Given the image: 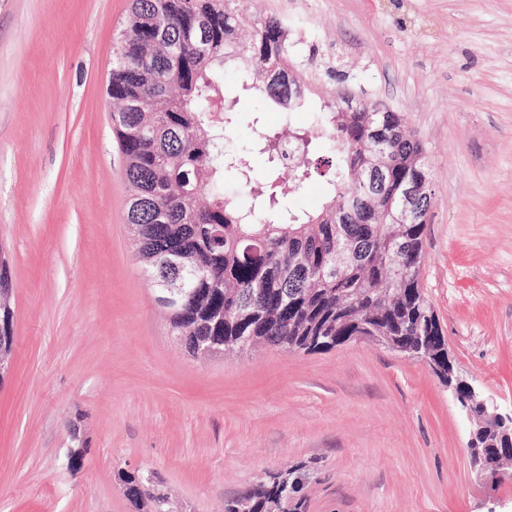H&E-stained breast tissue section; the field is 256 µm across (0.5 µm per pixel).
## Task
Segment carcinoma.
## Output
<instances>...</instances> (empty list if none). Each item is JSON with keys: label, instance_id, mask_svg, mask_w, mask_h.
<instances>
[{"label": "carcinoma", "instance_id": "obj_1", "mask_svg": "<svg viewBox=\"0 0 512 512\" xmlns=\"http://www.w3.org/2000/svg\"><path fill=\"white\" fill-rule=\"evenodd\" d=\"M240 60L253 74L248 90L268 107L311 109L300 81L288 78V36L274 16L239 13L229 0H132L121 31L108 93L117 106L113 120L126 157L127 221L139 228L136 255L149 269L160 265L161 246L183 248L186 261L202 272L194 299L169 313L173 332L188 349L199 336H216L220 348L245 349L267 343L313 353L336 346L353 322L372 330L370 340L434 363L445 378L448 351L438 318L422 294L423 224H391L388 199L410 182H426L423 148L397 112H375L374 101L340 96L317 116V137L330 144L331 202L316 214L300 213L288 199L309 177V157L286 169L283 139L251 125V148L270 155L291 178L277 197L255 185L244 165L246 152L224 153L237 111L224 92L219 67ZM384 143L391 169L361 183ZM244 180L252 201L246 207L224 195L221 171ZM212 186V201L199 203L198 188ZM348 242L339 277L318 271L336 263V248ZM12 280L0 255V370L12 358ZM505 452L496 426L486 422L472 466L495 479L484 458ZM125 493L139 509L164 497L141 476L122 475ZM297 484L273 476L249 493L227 501L224 512H283Z\"/></svg>", "mask_w": 512, "mask_h": 512}]
</instances>
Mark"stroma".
<instances>
[{
  "label": "stroma",
  "instance_id": "35a3bbf8",
  "mask_svg": "<svg viewBox=\"0 0 512 512\" xmlns=\"http://www.w3.org/2000/svg\"><path fill=\"white\" fill-rule=\"evenodd\" d=\"M288 31L313 104L349 89L401 113L432 206L422 292L457 375L512 405V0H233ZM131 0H0V252L15 349L0 380V512H135L123 472L172 512H224L269 476L299 512H512L470 463L469 426L425 361L354 339L190 354L136 257L107 93ZM240 112L285 136L309 112ZM90 448L67 465L69 429Z\"/></svg>",
  "mask_w": 512,
  "mask_h": 512
}]
</instances>
